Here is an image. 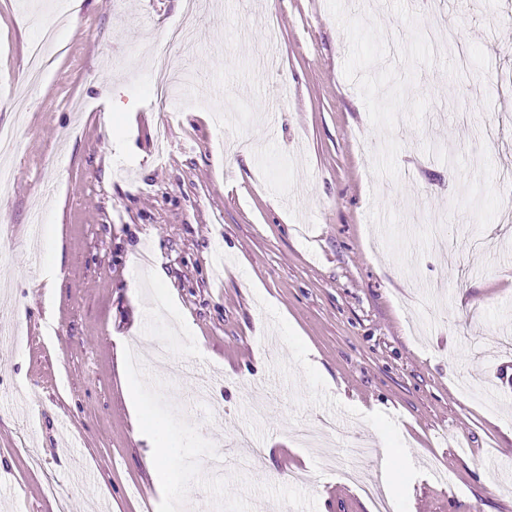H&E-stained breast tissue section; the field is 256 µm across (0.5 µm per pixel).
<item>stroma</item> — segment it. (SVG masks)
Listing matches in <instances>:
<instances>
[{"instance_id": "stroma-1", "label": "stroma", "mask_w": 512, "mask_h": 512, "mask_svg": "<svg viewBox=\"0 0 512 512\" xmlns=\"http://www.w3.org/2000/svg\"><path fill=\"white\" fill-rule=\"evenodd\" d=\"M56 2L0 0V512H375L344 476L361 441L408 457L405 512H512V0H196L190 50L187 0H72L30 87ZM163 53L190 77L160 161ZM242 429L269 453L211 470ZM37 23L44 31V35L39 41L29 48L30 57L33 63L30 74L32 81H37L39 79L41 74L40 61L47 52L49 45L57 32V24L55 22L39 19L37 20Z\"/></svg>"}]
</instances>
